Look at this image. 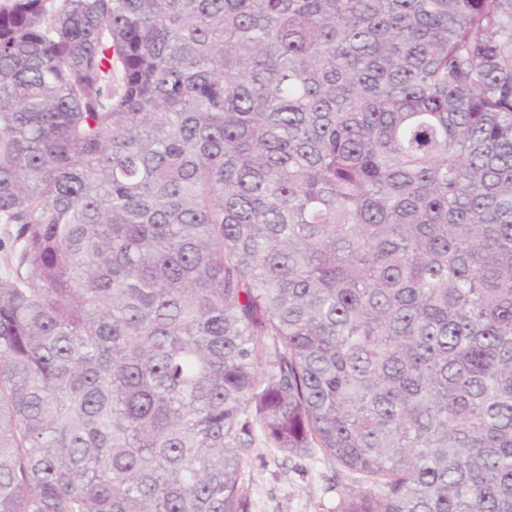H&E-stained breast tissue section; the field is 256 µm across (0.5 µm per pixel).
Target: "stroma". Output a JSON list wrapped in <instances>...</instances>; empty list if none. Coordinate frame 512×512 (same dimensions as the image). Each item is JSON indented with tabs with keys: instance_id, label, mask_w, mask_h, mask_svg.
Returning <instances> with one entry per match:
<instances>
[{
	"instance_id": "1",
	"label": "stroma",
	"mask_w": 512,
	"mask_h": 512,
	"mask_svg": "<svg viewBox=\"0 0 512 512\" xmlns=\"http://www.w3.org/2000/svg\"><path fill=\"white\" fill-rule=\"evenodd\" d=\"M249 512H336L354 490L347 471L319 450L295 455L255 439L243 455Z\"/></svg>"
}]
</instances>
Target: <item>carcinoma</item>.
<instances>
[{"instance_id": "obj_1", "label": "carcinoma", "mask_w": 512, "mask_h": 512, "mask_svg": "<svg viewBox=\"0 0 512 512\" xmlns=\"http://www.w3.org/2000/svg\"><path fill=\"white\" fill-rule=\"evenodd\" d=\"M0 4V512H512V0ZM14 224H0V280L8 279L13 274L18 249L13 243ZM242 457L249 512H336L356 489L351 475L317 449L299 456L256 437Z\"/></svg>"}]
</instances>
